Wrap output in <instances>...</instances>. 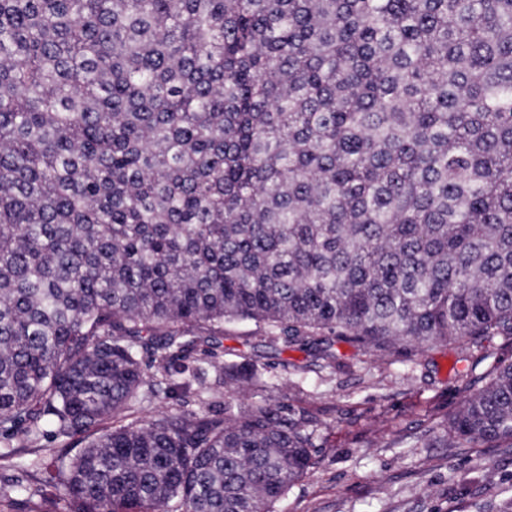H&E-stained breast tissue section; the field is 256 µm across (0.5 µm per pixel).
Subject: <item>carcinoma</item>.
<instances>
[{
  "label": "carcinoma",
  "mask_w": 512,
  "mask_h": 512,
  "mask_svg": "<svg viewBox=\"0 0 512 512\" xmlns=\"http://www.w3.org/2000/svg\"><path fill=\"white\" fill-rule=\"evenodd\" d=\"M241 321L330 365L512 339V0H0V464L73 512H274L318 423L257 365L132 418L175 370L207 405ZM480 382L444 432L512 444V362ZM23 483L38 489L39 493L34 497V500H39L41 495L54 503L57 512H70L68 500L64 497L61 489L42 486L39 484V481L33 477H24Z\"/></svg>",
  "instance_id": "obj_1"
}]
</instances>
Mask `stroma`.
I'll use <instances>...</instances> for the list:
<instances>
[{
    "mask_svg": "<svg viewBox=\"0 0 512 512\" xmlns=\"http://www.w3.org/2000/svg\"><path fill=\"white\" fill-rule=\"evenodd\" d=\"M335 349V366L319 367L312 353L269 347L255 323L224 326V362L256 361L288 404L319 423L312 466L276 512H499L512 487V446H454L440 426L464 395L460 369L481 375L512 362L511 340L443 343L408 364L395 352Z\"/></svg>",
    "mask_w": 512,
    "mask_h": 512,
    "instance_id": "obj_1",
    "label": "stroma"
}]
</instances>
